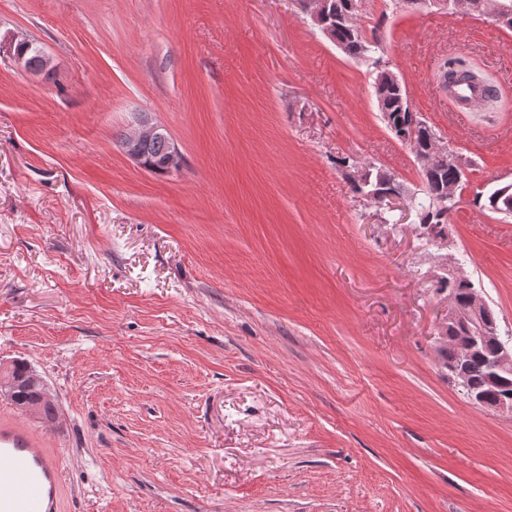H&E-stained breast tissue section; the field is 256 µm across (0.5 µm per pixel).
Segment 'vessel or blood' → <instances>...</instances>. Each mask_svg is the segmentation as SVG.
I'll return each instance as SVG.
<instances>
[{"mask_svg": "<svg viewBox=\"0 0 512 512\" xmlns=\"http://www.w3.org/2000/svg\"><path fill=\"white\" fill-rule=\"evenodd\" d=\"M61 460L26 425L0 420V512H58Z\"/></svg>", "mask_w": 512, "mask_h": 512, "instance_id": "vessel-or-blood-1", "label": "vessel or blood"}]
</instances>
